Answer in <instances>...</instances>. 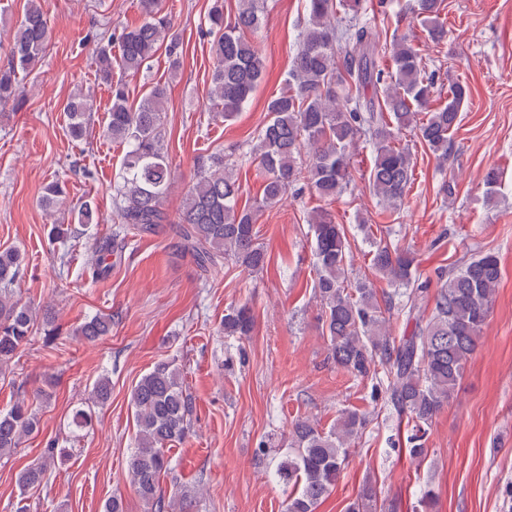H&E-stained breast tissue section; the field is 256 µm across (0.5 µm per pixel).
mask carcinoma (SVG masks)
Returning <instances> with one entry per match:
<instances>
[{"mask_svg": "<svg viewBox=\"0 0 512 512\" xmlns=\"http://www.w3.org/2000/svg\"><path fill=\"white\" fill-rule=\"evenodd\" d=\"M442 0H407L406 12L428 27L439 42L445 30L439 23ZM142 22L113 31L96 49L99 77L108 85L111 106L105 134L122 145L121 172L113 184V220L124 231L152 234L160 224L180 225L181 237L204 271L230 262L244 270L264 269L267 253L258 242L257 213L299 194L308 186L324 200H333L347 188L351 177L349 146L363 137L375 151L369 184L382 206L401 205L413 181L409 148L396 144V134L417 128L419 138L437 158H448L451 134L460 122L467 90L452 85L443 104L432 105L435 75L426 72L408 37L396 38L388 49L391 69L376 61L379 34L361 15L362 0H307L308 21L296 38L293 68L286 86L266 105L269 119L259 130L248 161L263 175L262 199L255 207L238 206L242 190L224 151L200 154L196 175L175 219L164 201L171 189V163L162 130L168 100L166 86L156 83L133 99L128 83L112 77V70L137 74L163 49L171 68L180 65L183 52L179 31L159 0H140ZM348 17L336 23V15ZM259 0H238L234 17L224 18L223 0H213L201 22L212 37L215 64L210 98L229 120L250 102L262 81L265 64L246 34L262 26ZM53 37L42 0H27L13 31L8 63L0 67V107L24 103L19 96V73L38 65ZM119 56H112V43ZM370 95H365L366 91ZM72 139L84 138L92 105L82 93L63 105ZM391 116L393 122L385 120ZM65 183L55 180L42 194L41 206L50 210L63 203ZM79 224H97V207L84 200L73 207ZM314 237L315 295L323 313V335L336 366L351 377L372 381V395L385 390L397 414L413 423L409 455L427 456L426 431L448 403L465 364L475 351L486 323L495 290L501 280L499 257L492 252L472 256L462 266L440 274L434 308L426 323L416 322L409 336L395 341L390 333L391 311L415 317L419 300L428 289L415 286L414 255L385 238L371 240V267L385 278L392 291L382 298L365 279L348 275L349 243L343 225L324 210L315 211L310 224ZM117 237L94 242L93 277L107 276ZM19 251H0V366L8 363L31 341L36 308L14 298L11 286L20 274ZM254 324L250 309L233 308L224 314V335L247 336ZM112 330V314L85 319L73 329L76 336L96 341ZM110 382L100 379L89 394L91 402L110 398ZM137 426L134 448L127 462L130 483L152 512H184L165 499L161 475L172 466L173 443L191 426L194 399L183 385L172 360L156 362L131 392ZM365 415L342 410L327 430L308 418L296 419L290 429L288 456L279 461L273 477L290 487L284 512H315L340 479L352 447L366 429ZM37 428L34 401L17 398L0 412V458L12 455L23 436ZM70 456L54 439L46 442L40 459L20 472L18 485L26 490L41 485L55 461ZM375 493L366 488L347 512H374Z\"/></svg>", "mask_w": 512, "mask_h": 512, "instance_id": "1", "label": "carcinoma"}]
</instances>
